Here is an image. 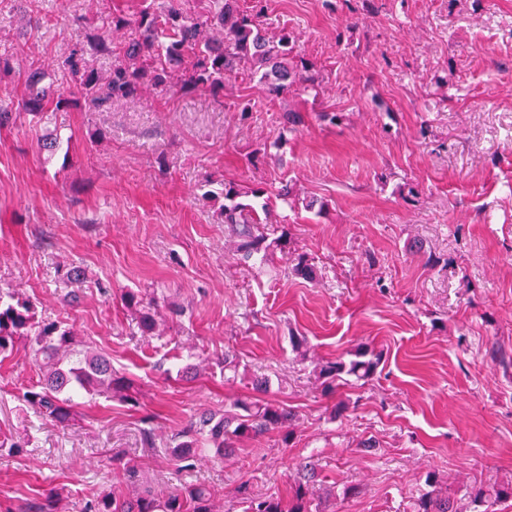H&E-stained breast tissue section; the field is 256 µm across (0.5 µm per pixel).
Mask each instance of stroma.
Returning a JSON list of instances; mask_svg holds the SVG:
<instances>
[{"mask_svg": "<svg viewBox=\"0 0 512 512\" xmlns=\"http://www.w3.org/2000/svg\"><path fill=\"white\" fill-rule=\"evenodd\" d=\"M143 0H0V100L18 105L32 69L68 87L60 62L74 18L135 15ZM322 76L318 95L268 98L229 81L211 94L162 93L55 112L68 151L40 152L44 129L0 127V288L73 324L141 391L139 407L96 398L69 424L22 400L38 380L28 343L0 362V512L59 491L76 504L122 489L112 454L168 488L171 433L234 399L281 401L298 419L206 455L191 481L230 498L287 495L314 456L327 512H413L436 473L460 512L464 488L512 481V0H266ZM251 104L241 114L240 104ZM301 122L283 132L282 115ZM333 112L336 122L324 120ZM263 187L287 255L242 260L209 189ZM294 188L286 205L276 193ZM323 210L306 209L308 198ZM314 267L294 275L298 257ZM85 276L67 279L69 264ZM157 299L166 333L141 332L123 300ZM379 364L325 396L316 365L361 350ZM236 371L219 367L225 351ZM199 365L181 380L184 364ZM270 381L253 390L255 376ZM152 416L153 445L142 419ZM369 439L373 448H360Z\"/></svg>", "mask_w": 512, "mask_h": 512, "instance_id": "obj_1", "label": "stroma"}]
</instances>
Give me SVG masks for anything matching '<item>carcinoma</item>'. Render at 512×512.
<instances>
[{"label": "carcinoma", "instance_id": "cac0c4a2", "mask_svg": "<svg viewBox=\"0 0 512 512\" xmlns=\"http://www.w3.org/2000/svg\"><path fill=\"white\" fill-rule=\"evenodd\" d=\"M251 2L244 7L240 0H207L206 12L192 16L183 10L182 0H165L163 8L147 6L132 20L114 14L111 25L78 37L64 58L70 77L67 90L45 83L42 71L30 72L24 81L21 105L38 117L51 106L58 111L81 100L99 108L132 97L144 87L182 93L204 90L220 98L226 82L236 76L256 83L269 96L292 89L301 93L317 90L320 82L314 63L296 52L288 30L269 32L263 21L262 0ZM126 28L133 30L129 40L112 41V31ZM91 57L111 60L109 72L101 75L90 65ZM221 194L227 200L221 209L224 223L246 256L274 250L288 254L286 233L271 240L269 233L260 231V214L268 213V202L260 201L265 195L263 189L245 190L228 183ZM123 299L127 308L135 311L141 331L154 332L158 302H146L132 291ZM22 340L37 346L39 381L22 394V399L38 416L60 424L73 419L74 398L80 394L90 398L118 396L128 405H140L135 383L112 369L110 357L93 350L90 341L74 327L38 318L32 300L19 297L11 288H0V355L7 356ZM367 355L360 352L348 362L338 360L320 366L318 378L323 380L325 392H331L335 381L344 375L360 380L371 377L378 361ZM296 419L292 409L278 402L235 400L223 413H203L172 435V463L188 472L196 467L203 451L210 450L224 459L236 442L271 430L282 432V442L287 443ZM112 462L119 464L128 492L104 491L85 501L79 512H221L215 492L208 486L190 484L160 493L149 483L139 461L114 456ZM316 478L317 464L310 456L297 465L288 499L255 495L246 481L234 488V498L241 512H312ZM426 482L431 490L418 497L415 512H457L451 500L436 489L435 474H429ZM466 494L473 512H488L484 506L491 501L512 497V482L474 485ZM59 501V494L52 493L28 505L27 512H64Z\"/></svg>", "mask_w": 512, "mask_h": 512}]
</instances>
